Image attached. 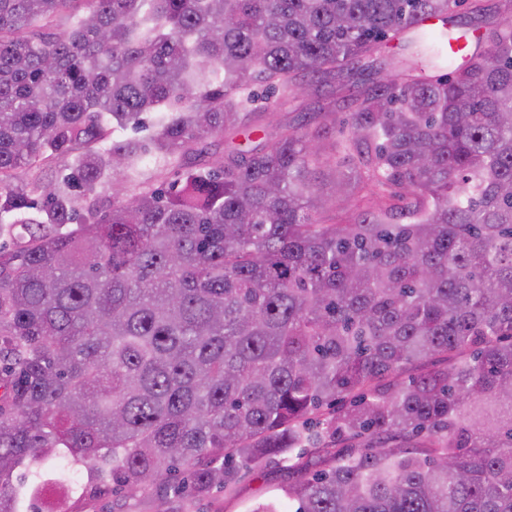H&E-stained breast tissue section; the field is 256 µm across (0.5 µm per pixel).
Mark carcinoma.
Returning a JSON list of instances; mask_svg holds the SVG:
<instances>
[{"label":"carcinoma","mask_w":512,"mask_h":512,"mask_svg":"<svg viewBox=\"0 0 512 512\" xmlns=\"http://www.w3.org/2000/svg\"><path fill=\"white\" fill-rule=\"evenodd\" d=\"M485 2L0 0V512H68L76 465L186 512L276 458L295 512H512V0L453 16ZM309 75L360 87L348 134L330 101L252 140ZM279 96L280 94L276 93L268 100L264 96L256 103L257 112L261 113L256 115L257 120L255 123L264 127L270 133L280 124L288 123V121L293 122V119L296 117V113L288 114V112H291V110H288V107L281 108L276 106L275 101H277Z\"/></svg>","instance_id":"carcinoma-1"}]
</instances>
